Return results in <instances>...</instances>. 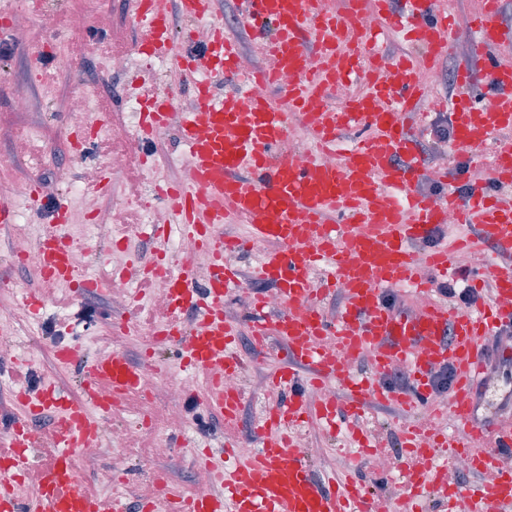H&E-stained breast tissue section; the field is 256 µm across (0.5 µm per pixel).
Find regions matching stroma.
Wrapping results in <instances>:
<instances>
[{"mask_svg": "<svg viewBox=\"0 0 512 512\" xmlns=\"http://www.w3.org/2000/svg\"><path fill=\"white\" fill-rule=\"evenodd\" d=\"M479 0H444L443 7L452 15L458 27L457 39L450 53L442 61L448 80L444 101L463 97L485 104L492 101L491 90L474 91L458 87L455 71L472 40L471 20ZM14 14L23 19V26H9L0 36V180H8L23 187L37 184L43 198L42 212H35L26 194L14 195L17 220L0 229V313L11 307L15 299L36 292L45 301L33 313L34 338L24 350L14 353L7 361H0V377L10 385L20 383L37 387L40 381L54 379L56 385L71 395H79L83 381L80 368L58 365L52 346L54 343L79 345L85 337L111 334L112 345L132 360H140L145 349L141 334L144 329L164 314V304L158 301V286L142 287V294L155 297L156 302L144 306L132 297L85 295L75 298L69 287L48 286L36 276L33 268L18 262L12 254L13 244L27 227L46 232L52 211L67 205L72 225L110 224L124 222L137 225L144 208L165 210L166 205L156 195L157 185L180 183L187 167V150L178 138L176 126H169L158 138L97 137L75 148L70 132L73 125L69 108L75 94L92 92L99 105L98 121L115 127L130 126L141 110L132 91L137 78L152 79L155 88L170 91L175 110L188 108L193 92L188 86L170 87L166 68L155 61L144 60L137 51L138 29L135 22L137 0H60L58 6H36L33 0H13ZM108 16L110 25L101 28L99 19ZM53 40L54 48L47 58L40 59L35 51L46 40ZM103 55H121L127 58L126 67L102 69ZM27 98L28 112L16 110L18 98ZM43 128L41 137L29 140L24 153H16L15 142L23 137L28 125ZM450 110L432 111L421 105L414 123L420 151L437 145L445 155V170L449 189L482 187L486 192L509 196L512 190L502 187L488 177L497 137L488 138L482 149L464 154L456 153L452 140L438 139L436 127H451ZM125 154V164L113 169L114 155ZM70 171L67 181L56 178L58 168ZM109 173L112 187L109 193H97L86 170ZM86 265L89 276L98 281L111 279L114 267L149 257L155 252V240L138 236L115 248L110 236L84 239ZM257 255L239 253L234 265L241 274L243 297L225 302L224 316L241 330L238 346L244 369L240 375L244 404L237 435L245 443H252L256 420L264 410L269 396L272 373L287 366L288 355L283 340H275L272 347L256 350L249 344L250 325L247 318L245 295L260 293L272 298L276 295L270 283L256 280L254 268ZM127 321L130 334L113 333L115 323ZM478 420H503L512 417V357L505 359L494 372H486L482 396L476 401ZM409 419L398 406L374 404L362 426L374 435H381L387 450L397 452V433ZM115 424L137 429L135 440L126 447L105 457L117 476L127 477L130 497H138L146 490L142 471L148 467L164 470L173 484L194 491V475L199 468L196 455L202 450H220L224 446V424L217 413L203 404L200 386L180 392L174 399L159 396L154 409H145L141 397H133ZM310 447L321 449L320 457L312 465L321 473L340 474L359 470L363 481H370L375 473L371 460L359 458L357 445L350 437L331 435L317 424L306 426ZM172 448V455L155 456L159 445Z\"/></svg>", "mask_w": 512, "mask_h": 512, "instance_id": "1", "label": "stroma"}]
</instances>
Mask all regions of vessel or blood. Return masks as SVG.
I'll list each match as a JSON object with an SVG mask.
<instances>
[{
	"mask_svg": "<svg viewBox=\"0 0 512 512\" xmlns=\"http://www.w3.org/2000/svg\"><path fill=\"white\" fill-rule=\"evenodd\" d=\"M215 0H140L139 20L149 26L152 55L169 61L194 88L193 104L180 112L179 132L188 148L193 179L164 189L178 224L209 257L205 283L190 273H171L157 258L141 281H166L167 315L155 328L160 342L171 344L186 367L203 373L208 409L219 413L226 429L238 421L243 393L224 384L240 373L234 352L237 330L224 320V302L241 291L235 270L225 266L224 252L235 238L218 235L227 217L242 219L249 238L267 244L257 273L273 284L282 309L268 318L264 296H247L251 334H274L288 347L291 368L272 378L276 399L265 409L257 428V447L242 451L235 439L232 470L211 467L214 480L228 489L229 500L209 493L189 494L169 487L162 496L147 493L142 512H415L423 499L434 500L442 512H458L461 501L476 512H512V425L474 418L473 394L483 370L481 347L497 328L512 324V306L459 310L429 303L410 314L388 306L384 291L403 284L432 285L464 278L470 287L491 282L495 297H512V201L474 189L465 198L455 193L431 197L417 190L424 176L423 160L408 123L424 97L416 77L420 64L439 69L457 29L438 0H346L336 12L331 0H247L245 12L252 39L261 53L278 59L283 70L299 74L283 90L282 101L267 92L272 75L241 76L236 41L216 22ZM501 0H481L473 17L476 39L456 69L458 86H492V106L471 101L455 104V149L473 151L495 132L512 130V58L498 59L487 51L512 49V33L499 22ZM406 26L418 56L392 60L384 79L375 70L382 60L377 37L356 26L363 10ZM204 23L211 35L203 51L183 53L177 47L172 16ZM318 69L308 73L309 59ZM219 74L243 77L245 87L230 94L215 91L210 78ZM356 77L366 91L349 95L342 108L327 104L329 89ZM171 99L152 97L140 113L144 138L161 134L172 116ZM305 116L313 134V156L294 161L281 147L288 137V117ZM367 126L368 135L339 161H325L339 132ZM492 171L500 185H512V141L500 143ZM476 227L468 247L492 248L494 262L463 271L447 250L433 251L419 265L409 245L429 237L449 219ZM34 267L44 283L73 287L76 295L96 290L74 261L71 242L48 232L36 246ZM340 287L345 302L335 320L316 303L313 277ZM196 320L185 327L181 316ZM366 358L374 380L352 377L345 361ZM407 366V392L379 385L393 365ZM451 366L454 393L448 409L452 433L422 423L403 429L412 452L432 458L429 469H407L409 495L382 510L363 483L327 484L307 458L291 451L293 430L309 418L335 425L344 418L359 422L368 403L399 401L408 409L425 406L433 391L432 373ZM82 398L54 383L39 391L22 387L16 395L23 410L0 434V512H97V496L82 488L76 463L78 450L98 432L97 414H114L142 392L144 370L123 353L100 355L85 364ZM342 384L344 399L328 395L313 402L308 387ZM51 419L50 432L33 426L40 416ZM463 449L482 480L473 486L456 482L450 466L438 464L442 448ZM35 483L34 498L21 499L17 479Z\"/></svg>",
	"mask_w": 512,
	"mask_h": 512,
	"instance_id": "b4317fda",
	"label": "vessel or blood"
}]
</instances>
